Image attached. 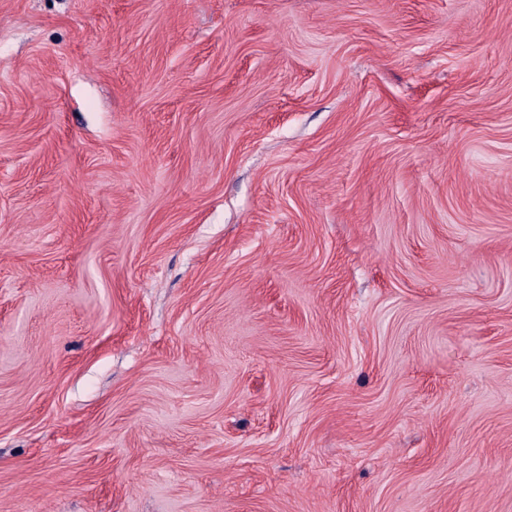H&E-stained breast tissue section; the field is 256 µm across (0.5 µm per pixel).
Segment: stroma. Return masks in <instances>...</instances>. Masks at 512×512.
<instances>
[{"label":"stroma","mask_w":512,"mask_h":512,"mask_svg":"<svg viewBox=\"0 0 512 512\" xmlns=\"http://www.w3.org/2000/svg\"><path fill=\"white\" fill-rule=\"evenodd\" d=\"M0 512H512V0H0Z\"/></svg>","instance_id":"1"}]
</instances>
